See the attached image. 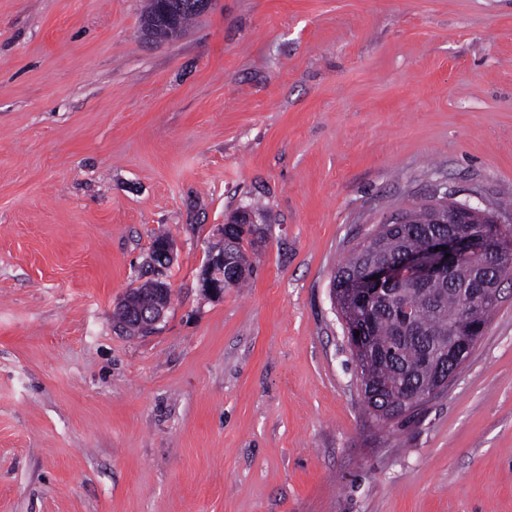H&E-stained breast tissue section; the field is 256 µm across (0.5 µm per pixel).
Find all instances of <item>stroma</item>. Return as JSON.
<instances>
[{
    "label": "stroma",
    "instance_id": "stroma-1",
    "mask_svg": "<svg viewBox=\"0 0 512 512\" xmlns=\"http://www.w3.org/2000/svg\"><path fill=\"white\" fill-rule=\"evenodd\" d=\"M145 6L0 0V512H512V278L386 424L330 292L437 184L512 204V0H216L162 42ZM242 209L255 272L208 296ZM144 285V288L148 289L151 293L143 289ZM144 285L131 289L127 295L139 297V305L142 308L149 307L154 300L149 311L141 312L136 306L134 298L131 296L126 295L120 302L121 306L130 308L132 313L136 314V317L138 318L135 329H138L139 331L134 333H143L142 327L154 328L156 324L161 321L165 311L171 303V290L169 286L162 283V281H148ZM121 306L117 307L115 311V319L117 323L125 329L127 325L132 322V319L130 318L128 311Z\"/></svg>",
    "mask_w": 512,
    "mask_h": 512
}]
</instances>
